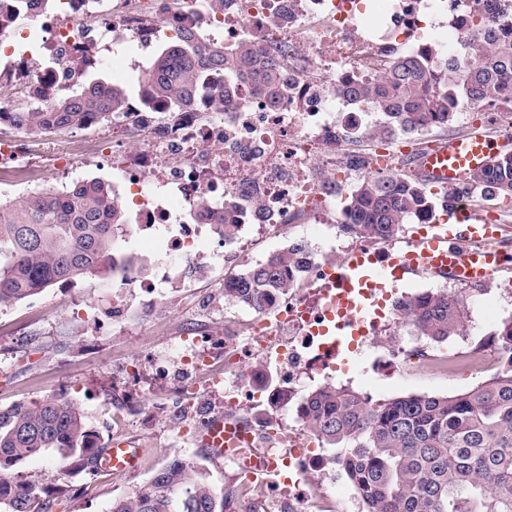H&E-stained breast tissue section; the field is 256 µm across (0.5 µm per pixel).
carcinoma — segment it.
Instances as JSON below:
<instances>
[{"instance_id": "carcinoma-1", "label": "carcinoma", "mask_w": 512, "mask_h": 512, "mask_svg": "<svg viewBox=\"0 0 512 512\" xmlns=\"http://www.w3.org/2000/svg\"><path fill=\"white\" fill-rule=\"evenodd\" d=\"M484 40L468 45L459 62L436 65L429 54L396 53L376 83L357 80L337 89L347 101H371L385 121V140L445 128L453 100L482 112L505 98L512 81V27L471 20ZM219 69L250 82L273 108L287 94L282 67L243 39L232 47L204 41L192 25L165 45L143 75L157 100L194 104L199 73ZM125 93L97 78L81 91L55 99L40 112H0V119L30 135L109 121L126 107ZM467 196L512 200V151L493 156L480 175L462 186ZM455 207L444 189L425 180L380 172L357 180L339 228L376 242L393 240L404 224H429ZM125 212L100 178L64 190L0 200V305L118 269L115 246L127 235ZM307 247L293 243L228 279L224 299L262 312L276 293L294 286ZM396 308L414 335L445 342L464 331L468 298L446 291L402 296ZM493 342L512 353V319ZM307 425L325 448H339L337 464L366 512H512V360L491 379L446 396L407 395L374 401L345 387L324 384L303 399ZM92 432L73 403L48 397L29 407L0 408V512H52L54 503L36 481H19L15 468L28 458L56 452L65 467L94 470ZM226 495L195 466L177 460L156 469L130 498L109 512H225Z\"/></svg>"}]
</instances>
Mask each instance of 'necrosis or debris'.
I'll list each match as a JSON object with an SVG mask.
<instances>
[{
  "label": "necrosis or debris",
  "instance_id": "1",
  "mask_svg": "<svg viewBox=\"0 0 512 512\" xmlns=\"http://www.w3.org/2000/svg\"><path fill=\"white\" fill-rule=\"evenodd\" d=\"M57 2L49 15L38 0H0V11L11 16L0 25V112L12 111L13 93L34 88L42 92L38 107H46L89 71L174 42L188 24L202 39L229 46L246 37L261 53L280 55L288 82L287 96L272 109L249 84L210 71L198 79L192 108L176 110L171 99L149 101L143 87L126 111L113 115L106 143L94 145L92 154L111 157L113 191L129 202L136 226L150 231L162 256L154 275L128 264L113 273L116 325L129 295L142 293L139 312L153 318L158 298L185 290L182 261L197 254L204 235H218L217 215L227 214L240 232L199 264L202 275H216L228 257L249 261L246 240L301 214L325 223L336 179L362 172L339 156L341 142L353 131L376 134L381 124L371 102L342 100L337 85L372 78L399 48L427 49L441 61L458 55L468 20L493 7V0H224L220 9L207 0ZM443 13L444 28L435 22ZM90 16L96 28H89ZM134 129L142 139L131 137ZM26 139V132L0 122L4 182L30 170ZM354 250L342 241L331 250H309L303 277L273 297L248 335L230 325L220 334L193 331L180 337L175 361L163 364L145 355L122 374L125 392L114 402L121 417L133 414L151 424L174 412L183 437L218 415L247 429L251 447L224 456L232 479L250 489L229 503V512L339 508L322 482V443L306 430L287 431L281 410L309 370L335 364L319 333L328 323L322 293L333 266ZM391 355L423 375L443 378L457 367L480 371L497 359L484 347L442 350L415 336L399 338ZM246 363L251 372L239 376ZM147 378L163 393L146 406L137 389Z\"/></svg>",
  "mask_w": 512,
  "mask_h": 512
}]
</instances>
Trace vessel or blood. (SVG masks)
I'll return each mask as SVG.
<instances>
[{
	"instance_id": "obj_1",
	"label": "vessel or blood",
	"mask_w": 512,
	"mask_h": 512,
	"mask_svg": "<svg viewBox=\"0 0 512 512\" xmlns=\"http://www.w3.org/2000/svg\"><path fill=\"white\" fill-rule=\"evenodd\" d=\"M497 148L494 139L469 134L432 145L418 154L416 163L429 183L451 188L484 170ZM461 235L478 240L479 248L456 247L454 241ZM495 235L492 224L472 221L456 211L449 215L447 223L436 225L432 234L418 237L388 261H379L361 251L352 254L337 268L335 292L330 298L338 326L347 327L349 336L364 335L365 316L375 294L412 272L446 274L460 282L493 278L502 267L503 257L485 248L484 243ZM203 440L215 458H223V419H214L207 425ZM141 456V448L133 442H115L98 453L96 469L121 475L136 469Z\"/></svg>"
}]
</instances>
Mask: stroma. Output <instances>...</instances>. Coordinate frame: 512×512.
Listing matches in <instances>:
<instances>
[{"instance_id": "1", "label": "stroma", "mask_w": 512, "mask_h": 512, "mask_svg": "<svg viewBox=\"0 0 512 512\" xmlns=\"http://www.w3.org/2000/svg\"><path fill=\"white\" fill-rule=\"evenodd\" d=\"M485 125L482 113L471 112L456 126L401 139L391 169L404 171V162L415 149L456 136L458 130ZM330 218V223L317 224L307 215L281 226L274 234L253 237L249 244L252 261L263 260L297 240L321 246L323 239L336 234L340 207H332ZM463 290L469 296L465 331L449 338L448 344L465 347L488 343L500 323L512 317V271L484 284L464 285ZM84 304L95 305L102 317L111 316V280L92 277L69 286L57 284L25 300L0 306V407L31 405L49 396L71 401L84 413L98 443L105 445L112 433V389L125 362L143 352L171 358L179 336L194 327L202 313L172 298L166 301V313L159 318L145 320L130 313L123 322V333L118 334L108 324L94 328L80 322L73 310ZM381 356V350L370 346L350 354L348 365L333 373L332 383L378 400L408 394H452L488 378L487 373L466 368L447 381L424 378L405 367L381 373L376 369ZM128 431L133 442L144 450L142 463L133 472L100 475L87 490L83 487L85 472L61 470L55 456L46 454L22 463L19 477L41 481L51 494L65 489L54 512H108L113 499L132 493L149 478L151 469L177 458L196 464L212 486L223 487V461L209 458L197 438L179 437L173 429L147 432L134 421L129 423Z\"/></svg>"}]
</instances>
